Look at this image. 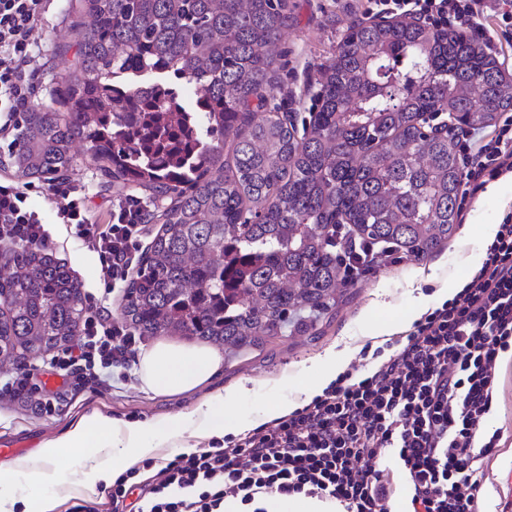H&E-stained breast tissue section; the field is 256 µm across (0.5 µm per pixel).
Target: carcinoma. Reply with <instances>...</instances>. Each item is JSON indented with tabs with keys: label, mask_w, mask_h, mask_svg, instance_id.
Returning <instances> with one entry per match:
<instances>
[{
	"label": "carcinoma",
	"mask_w": 512,
	"mask_h": 512,
	"mask_svg": "<svg viewBox=\"0 0 512 512\" xmlns=\"http://www.w3.org/2000/svg\"><path fill=\"white\" fill-rule=\"evenodd\" d=\"M66 116L16 114L0 167L54 182L80 145L112 184L170 198L121 318L141 336L236 348L322 309L343 281L336 231L426 257L458 220L446 112L488 124L512 79L463 28L351 22L309 119L269 107L291 0H81ZM81 288L40 243L0 252V360L79 331Z\"/></svg>",
	"instance_id": "carcinoma-1"
}]
</instances>
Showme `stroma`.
I'll return each instance as SVG.
<instances>
[{"label": "stroma", "instance_id": "obj_1", "mask_svg": "<svg viewBox=\"0 0 512 512\" xmlns=\"http://www.w3.org/2000/svg\"><path fill=\"white\" fill-rule=\"evenodd\" d=\"M75 3L76 0H53L48 18L37 32L39 42L49 48L38 67V104H59L64 69L76 52L72 29L79 14ZM293 3L292 26L281 44L277 62L279 87L273 102L304 117L316 105L320 64L334 55L350 22L365 20L366 14L363 0ZM65 184L81 190L88 206L103 215L120 200L115 190L104 184L96 165L81 157ZM31 187L30 201L41 212L50 232L48 245L67 262L86 305L106 307L111 319L120 320L125 289H107L108 276L96 253L69 237L64 225L58 224L54 208L43 195L45 182L32 181ZM511 211L512 181H502L499 195L477 193L468 199L447 243L431 256L418 260L403 255L399 262L345 284L335 305L328 309H302L282 326L278 335L225 352L221 374L197 392L179 397L148 393L132 366L113 369L111 385L102 391L89 390L74 397L63 384H56L60 410L52 417L41 416L25 403L0 395V445L40 446L45 440L62 435L81 416L95 411L110 416L118 425L150 419L160 422L175 412L193 410L217 390L242 383L250 393L231 411L236 428L224 433L225 439H236L240 435L239 424L257 418L272 403H287L292 410L303 407L307 402L304 390L315 386L326 355L335 354L337 371L350 367L367 370L370 361L363 358L362 348L370 342L376 324L393 321L399 331H406L417 319L415 306L419 299H426L432 308L442 302L439 289L460 290L473 270L468 255L485 252L487 247L480 235L481 225L499 223ZM429 268L435 269L436 279H420V271ZM495 374L497 387L487 427L500 430L501 439L498 448L482 461L479 507L481 512H512V359L498 361ZM59 465L68 479L65 486L31 488L21 478L14 485L0 486V495L16 497L15 512H35L40 497L53 494L57 497L55 512H72L76 501L83 497L77 489L83 462L66 449Z\"/></svg>", "mask_w": 512, "mask_h": 512}]
</instances>
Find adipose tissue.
<instances>
[{"instance_id":"1","label":"adipose tissue","mask_w":512,"mask_h":512,"mask_svg":"<svg viewBox=\"0 0 512 512\" xmlns=\"http://www.w3.org/2000/svg\"><path fill=\"white\" fill-rule=\"evenodd\" d=\"M223 366L224 356L216 348L159 341L142 353L138 375L145 391L174 396L206 385ZM246 392L245 385L232 386L195 410L160 423L116 426L97 413L85 416L61 438L43 442L30 457L1 464L0 483L12 482L21 472L39 483L60 482L58 451L76 448L85 453L82 490L97 494L101 485L110 484L119 463L154 455L161 443L189 454L196 450V439L223 435L228 408Z\"/></svg>"}]
</instances>
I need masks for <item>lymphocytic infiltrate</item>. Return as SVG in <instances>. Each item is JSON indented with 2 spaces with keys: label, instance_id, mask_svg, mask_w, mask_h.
<instances>
[{
  "label": "lymphocytic infiltrate",
  "instance_id": "obj_1",
  "mask_svg": "<svg viewBox=\"0 0 512 512\" xmlns=\"http://www.w3.org/2000/svg\"><path fill=\"white\" fill-rule=\"evenodd\" d=\"M49 0H0V134L32 103L31 77L43 49L34 34ZM376 15H413L442 29L468 26L486 49L512 51V0H366ZM461 195L474 196L512 172V113L494 136L458 132ZM50 197L68 235L97 253L112 286L136 261L147 226L142 209L121 204L99 220L80 193L52 187ZM49 233L30 204V188L0 183V244L47 243ZM138 340L96 312L84 319L76 344L45 369L8 373L0 391L34 398L44 416L59 408L42 394L40 372L73 391L109 382L128 365ZM512 348V214H505L485 256L463 288L428 311L408 334L376 347L369 371L339 374L301 408L262 424L232 444L213 441L201 453L169 460L151 481L120 475L110 497L123 507L131 495L146 512H264L271 496L306 497L336 512H478L481 460L500 439L488 431L495 365Z\"/></svg>",
  "mask_w": 512,
  "mask_h": 512
}]
</instances>
